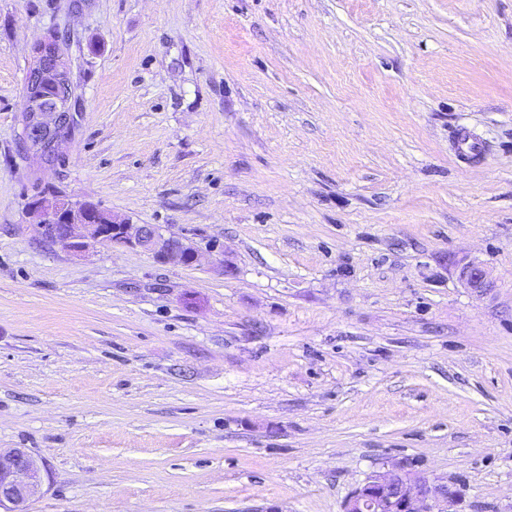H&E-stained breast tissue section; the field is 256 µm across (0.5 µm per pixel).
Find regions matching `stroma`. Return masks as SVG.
Here are the masks:
<instances>
[{
    "mask_svg": "<svg viewBox=\"0 0 512 512\" xmlns=\"http://www.w3.org/2000/svg\"><path fill=\"white\" fill-rule=\"evenodd\" d=\"M55 32L79 125L47 172L19 116ZM53 196L202 259L72 252L36 229ZM15 448L29 512H342L399 463L512 512V0H0Z\"/></svg>",
    "mask_w": 512,
    "mask_h": 512,
    "instance_id": "35a3bbf8",
    "label": "stroma"
}]
</instances>
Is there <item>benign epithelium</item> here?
I'll list each match as a JSON object with an SVG mask.
<instances>
[{"mask_svg":"<svg viewBox=\"0 0 512 512\" xmlns=\"http://www.w3.org/2000/svg\"><path fill=\"white\" fill-rule=\"evenodd\" d=\"M51 75L57 104L49 105L40 91L42 79ZM26 92L21 112L22 134L33 145L32 154L43 163L42 151L59 156L62 143L71 139L78 114L70 108L74 82L58 40L46 36L34 44L25 78ZM39 214L37 230L41 236L74 251L98 244L141 249L163 264L194 265L197 250L185 239L169 234L153 224H134L112 215L107 224L97 222L81 203L55 198L33 204ZM470 288L482 291L490 287L482 266L471 264L461 271ZM46 483L44 464L22 448L0 452V512H25V506L43 493ZM456 492L446 483L418 479L399 464L375 473L346 498L342 512H449Z\"/></svg>","mask_w":512,"mask_h":512,"instance_id":"7a95c632","label":"benign epithelium"}]
</instances>
